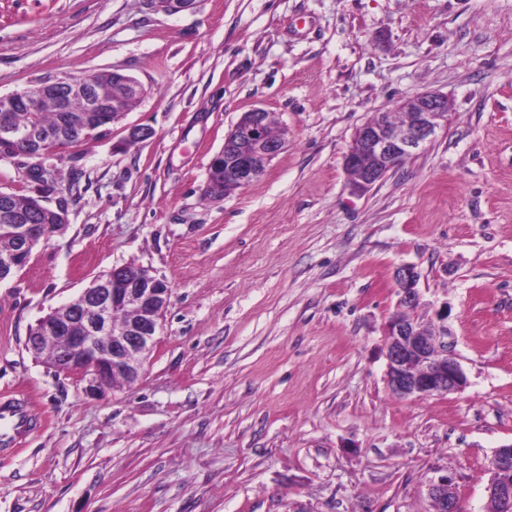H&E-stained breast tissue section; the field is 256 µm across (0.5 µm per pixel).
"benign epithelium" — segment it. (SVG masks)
<instances>
[{
	"mask_svg": "<svg viewBox=\"0 0 512 512\" xmlns=\"http://www.w3.org/2000/svg\"><path fill=\"white\" fill-rule=\"evenodd\" d=\"M159 9L178 13L192 7L194 0H151ZM119 90L110 102L90 93L94 75L53 78L30 84L7 96H0V158L16 164L28 179L53 180L54 161L62 159L57 136L28 132L13 125L10 112L18 105L34 107L47 94L57 95L64 111L67 100L81 98L84 106L70 117L72 124L88 130L121 120L129 99L146 93L132 75L112 70ZM398 110L407 114L406 123L393 126L383 112L373 113L354 132L351 149L344 159L348 188L363 193L407 157L431 143L444 129L452 112L448 95L422 92L402 101ZM112 116H106V113ZM273 119L262 108L243 113L224 137V147L212 158L210 168H224V179L207 178L204 196L220 200L260 177L287 144V132L272 130ZM4 232L16 239V248L0 255V282L22 257L52 233L45 224H23L21 218L4 217ZM398 296L396 311L385 325L384 354L386 380L398 398L445 395L463 391L467 376L460 364L448 330L427 331L415 311L421 296L418 272L399 266L393 275ZM172 288L151 270L134 264L114 266L94 279L75 299L50 311L38 321L28 336V347L65 375L86 384V390L100 394L120 385H131L141 376L145 361L157 344L162 321L170 305ZM126 311V319H112V311ZM507 450L495 449L486 487L487 499H496L501 512L512 509V481L506 478ZM434 512H457L458 500L452 479L441 476L427 484Z\"/></svg>",
	"mask_w": 512,
	"mask_h": 512,
	"instance_id": "benign-epithelium-1",
	"label": "benign epithelium"
}]
</instances>
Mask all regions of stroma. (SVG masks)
Segmentation results:
<instances>
[{
    "instance_id": "1",
    "label": "stroma",
    "mask_w": 512,
    "mask_h": 512,
    "mask_svg": "<svg viewBox=\"0 0 512 512\" xmlns=\"http://www.w3.org/2000/svg\"><path fill=\"white\" fill-rule=\"evenodd\" d=\"M112 68L147 94L79 163L45 187L0 161V191L68 211L0 282V392L28 393L42 420L0 458V512H433L445 473L462 512H483L512 443V0H0V95ZM429 90L454 103L447 129L350 193L355 129ZM253 108L287 147L204 199ZM136 124L153 137L126 143ZM130 263L171 303L143 377L93 395L27 338ZM402 265L421 324L455 341L461 392L387 387Z\"/></svg>"
}]
</instances>
